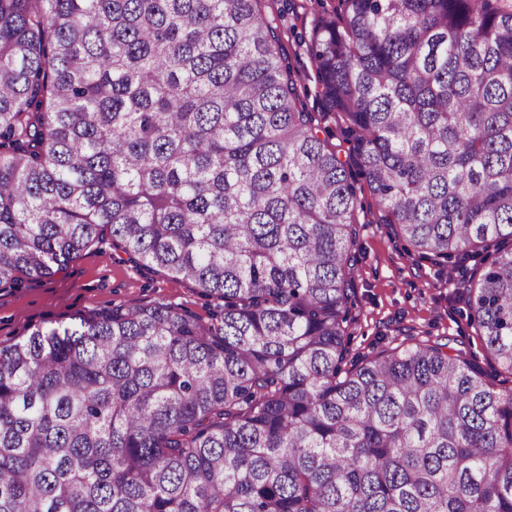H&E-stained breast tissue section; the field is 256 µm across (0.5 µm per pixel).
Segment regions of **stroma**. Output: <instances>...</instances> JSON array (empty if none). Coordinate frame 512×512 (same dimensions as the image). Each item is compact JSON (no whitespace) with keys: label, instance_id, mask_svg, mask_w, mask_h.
<instances>
[{"label":"stroma","instance_id":"stroma-1","mask_svg":"<svg viewBox=\"0 0 512 512\" xmlns=\"http://www.w3.org/2000/svg\"><path fill=\"white\" fill-rule=\"evenodd\" d=\"M336 0H263L268 14L277 16L280 52L293 71L306 109L321 111L315 72L307 40L316 14L333 10ZM359 213V263L354 273L356 295L350 352L371 354L376 344L390 347L415 340L449 336L461 341L463 352L493 372L494 362L483 355L481 341L467 322V280L452 268H439L396 235L393 226L379 223L376 202L363 191ZM20 285H0V346L21 340L31 328L69 322L75 315L115 305L164 302L191 311L201 319L218 309L217 299L202 295L189 282L141 268L104 234L65 271L49 278L21 275Z\"/></svg>","mask_w":512,"mask_h":512}]
</instances>
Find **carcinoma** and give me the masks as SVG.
<instances>
[{
	"instance_id": "obj_1",
	"label": "carcinoma",
	"mask_w": 512,
	"mask_h": 512,
	"mask_svg": "<svg viewBox=\"0 0 512 512\" xmlns=\"http://www.w3.org/2000/svg\"><path fill=\"white\" fill-rule=\"evenodd\" d=\"M262 0H0V285L109 229L224 300L0 347V512H512V388L450 342L348 360L362 203ZM308 52L381 223L485 253L512 376V0H338Z\"/></svg>"
}]
</instances>
